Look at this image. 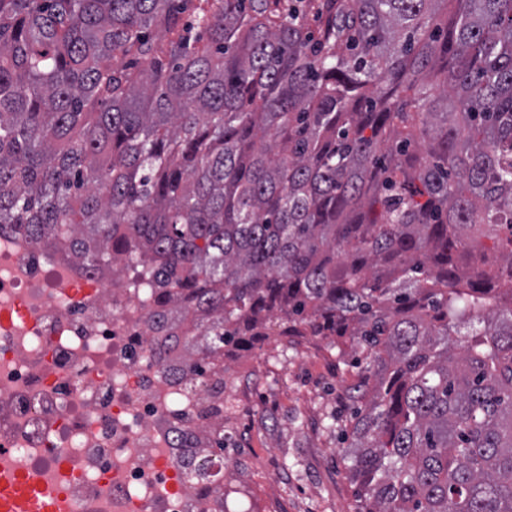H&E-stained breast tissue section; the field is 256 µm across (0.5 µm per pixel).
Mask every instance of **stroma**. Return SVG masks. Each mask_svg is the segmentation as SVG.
<instances>
[{
  "label": "stroma",
  "mask_w": 512,
  "mask_h": 512,
  "mask_svg": "<svg viewBox=\"0 0 512 512\" xmlns=\"http://www.w3.org/2000/svg\"><path fill=\"white\" fill-rule=\"evenodd\" d=\"M224 358L227 512H355L341 431L352 381L323 341L277 322Z\"/></svg>",
  "instance_id": "stroma-1"
}]
</instances>
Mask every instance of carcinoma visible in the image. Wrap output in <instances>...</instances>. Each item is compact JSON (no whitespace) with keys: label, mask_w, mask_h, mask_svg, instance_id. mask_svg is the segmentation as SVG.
Here are the masks:
<instances>
[{"label":"carcinoma","mask_w":512,"mask_h":512,"mask_svg":"<svg viewBox=\"0 0 512 512\" xmlns=\"http://www.w3.org/2000/svg\"><path fill=\"white\" fill-rule=\"evenodd\" d=\"M3 227L153 286L182 469L277 311L362 355L356 512H512V0H0Z\"/></svg>","instance_id":"carcinoma-1"}]
</instances>
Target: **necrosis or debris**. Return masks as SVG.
I'll return each mask as SVG.
<instances>
[{"mask_svg": "<svg viewBox=\"0 0 512 512\" xmlns=\"http://www.w3.org/2000/svg\"><path fill=\"white\" fill-rule=\"evenodd\" d=\"M148 284L90 272L0 231V471L24 462L68 512H215L224 472L190 482L174 432L198 393L159 366Z\"/></svg>", "mask_w": 512, "mask_h": 512, "instance_id": "obj_1", "label": "necrosis or debris"}]
</instances>
